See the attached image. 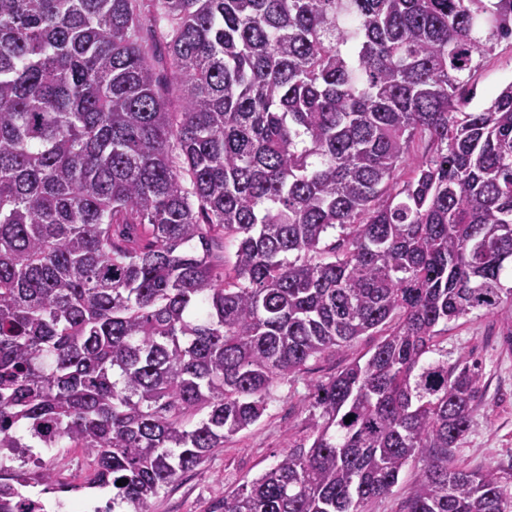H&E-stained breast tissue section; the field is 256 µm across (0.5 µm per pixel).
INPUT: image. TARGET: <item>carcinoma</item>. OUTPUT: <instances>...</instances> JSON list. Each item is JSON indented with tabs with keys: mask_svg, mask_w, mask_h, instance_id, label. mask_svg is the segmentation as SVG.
I'll list each match as a JSON object with an SVG mask.
<instances>
[{
	"mask_svg": "<svg viewBox=\"0 0 512 512\" xmlns=\"http://www.w3.org/2000/svg\"><path fill=\"white\" fill-rule=\"evenodd\" d=\"M503 40L512 0H0V451L87 448L149 512L379 335L205 512H365L408 466L396 512H512L454 458L479 365L426 361L512 302V83L460 106ZM380 336H363L331 361H311L309 373L282 384L267 414L218 448L195 470L178 477L152 498L149 512H203L207 504L224 498V491L271 469L288 450V427L311 424L308 394L353 358L366 353Z\"/></svg>",
	"mask_w": 512,
	"mask_h": 512,
	"instance_id": "carcinoma-1",
	"label": "carcinoma"
}]
</instances>
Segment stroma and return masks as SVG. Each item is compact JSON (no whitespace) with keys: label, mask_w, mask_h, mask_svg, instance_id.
Listing matches in <instances>:
<instances>
[{"label":"stroma","mask_w":512,"mask_h":512,"mask_svg":"<svg viewBox=\"0 0 512 512\" xmlns=\"http://www.w3.org/2000/svg\"><path fill=\"white\" fill-rule=\"evenodd\" d=\"M512 83V44H501L472 75L471 108L485 106ZM506 312L470 315L450 323L440 349L449 364L475 360L483 370V399L470 427L455 449L459 464L478 469L491 463L512 472V331ZM375 337H361L331 361L310 362L307 374L282 384L266 415L241 431L195 470L178 477L152 498L150 512H203L220 500L225 490L271 469L288 447L289 429L311 423L308 394L312 385L327 378L353 358L366 353Z\"/></svg>","instance_id":"obj_1"}]
</instances>
